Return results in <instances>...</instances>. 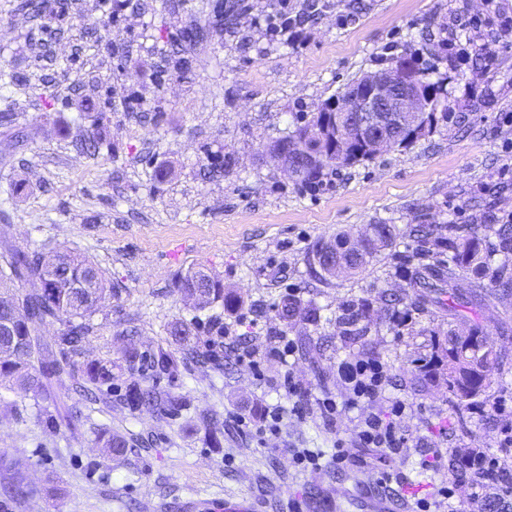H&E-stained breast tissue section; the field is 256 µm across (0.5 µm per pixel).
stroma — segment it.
<instances>
[{
  "instance_id": "35a3bbf8",
  "label": "stroma",
  "mask_w": 512,
  "mask_h": 512,
  "mask_svg": "<svg viewBox=\"0 0 512 512\" xmlns=\"http://www.w3.org/2000/svg\"><path fill=\"white\" fill-rule=\"evenodd\" d=\"M27 0H0V253L36 248L93 259L112 284L93 315L86 356L112 363V389L97 404L78 400L69 379H51L42 402L0 389V481L22 470L34 495L10 512H179L188 497L246 499L260 512H368L379 492L366 470L302 471L292 448L330 451L339 429L289 416L280 435L258 446L229 415L276 401L253 371L226 353L211 363L182 353L166 333L198 320L199 342L219 318L248 344L286 334L289 367L305 391L336 387V362L362 351L386 363L396 393L418 408L403 425L412 445L393 470L409 496L448 484V466L420 468L423 441L447 433L449 446L486 448L510 413L483 418L449 401L444 381H428L422 363L441 357L449 328L477 325L502 361L480 400L512 396V289L484 305L449 314L411 304L421 224L474 233L498 254L490 214L512 213V36L496 26L463 32L461 18L482 14L484 0H309L299 39L290 45L266 30L273 0H68L65 15H36ZM206 24L197 37L192 21ZM53 27L46 36L45 27ZM494 53L486 67V53ZM407 54L444 80L447 98L432 131L406 148L339 166L329 183L309 189L269 163L264 148L311 116L362 74ZM99 153L76 139L96 133ZM230 158L207 178L208 153ZM171 168L160 178L162 168ZM388 224L392 246L362 271L328 280L310 273L309 257L339 234ZM241 297L233 311L198 312L182 301L175 278L198 266ZM315 304L321 320L280 315L287 292ZM368 301L361 336L346 340L345 306ZM141 353L136 363L124 347ZM172 352L165 372L144 356ZM134 385L185 397L168 414L130 409ZM224 428L221 447L210 425ZM105 426L130 444L120 457L95 440ZM356 458L366 449L349 442Z\"/></svg>"
}]
</instances>
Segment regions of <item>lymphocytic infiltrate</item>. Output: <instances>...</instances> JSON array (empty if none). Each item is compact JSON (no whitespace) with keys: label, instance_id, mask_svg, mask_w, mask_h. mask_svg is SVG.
<instances>
[{"label":"lymphocytic infiltrate","instance_id":"f902f5d3","mask_svg":"<svg viewBox=\"0 0 512 512\" xmlns=\"http://www.w3.org/2000/svg\"><path fill=\"white\" fill-rule=\"evenodd\" d=\"M223 346L232 351L239 363L254 371H261L265 362L276 361L281 369L274 381L292 401L291 406L277 404L265 407L261 413L238 412L234 420L238 427L248 430L257 439L281 432L289 415L308 416L323 426H339L344 416L357 412L358 420L352 440L361 448L374 449L378 457L373 471L379 487L390 488L394 476L388 472L390 462L401 459L408 437L400 427L411 410L410 403L393 396V381L385 365L369 354L341 359L336 364L337 393L323 392L308 400H301V389L286 365L296 352L293 340L287 336L268 337L264 347L237 344L233 336H225ZM443 438H435L428 445V457L422 467L449 458L451 472L447 487L432 497L414 500L412 512H459L468 505L472 512H480L485 494L495 490L499 512H512V426L501 428L497 440L498 453L484 448L444 449Z\"/></svg>","mask_w":512,"mask_h":512}]
</instances>
